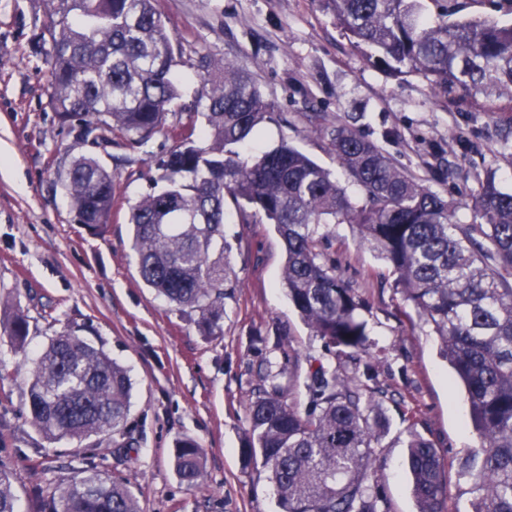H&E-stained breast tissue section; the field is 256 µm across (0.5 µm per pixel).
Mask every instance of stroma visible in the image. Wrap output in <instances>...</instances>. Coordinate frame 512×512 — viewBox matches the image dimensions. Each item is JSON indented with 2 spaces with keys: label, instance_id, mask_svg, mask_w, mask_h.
<instances>
[{
  "label": "stroma",
  "instance_id": "1",
  "mask_svg": "<svg viewBox=\"0 0 512 512\" xmlns=\"http://www.w3.org/2000/svg\"><path fill=\"white\" fill-rule=\"evenodd\" d=\"M455 2L459 17L512 20V0H428L430 14ZM166 31L182 51L184 107H191L199 55L230 58L247 69L275 118L239 149L245 160L288 141L329 169L358 195L310 122L350 124L375 141L433 191L467 203L478 176L493 172L512 191V91L435 96L419 74L394 75L374 66L344 35L321 0H154ZM45 0H0V319L13 307L29 319L24 349L0 340V465L12 474L16 512H40L41 492L95 464L123 480L141 512H276L268 474L245 465L255 336L287 333L302 361L295 395L304 398L311 360L324 344L300 319L282 286L285 249L270 224H243L226 206L224 235L238 286L224 301L220 331L204 334L196 313L170 305L147 288L130 249L127 211L155 188L154 161L173 142L98 146L59 123L48 106L49 66L32 38L46 18ZM91 154L112 172L114 210L103 233L78 224L59 174L72 158ZM321 249L337 275L364 303L374 344L372 388L385 391L388 430L377 450L378 478L389 512H416L407 442L418 434L445 458L448 512H468L472 496L460 464L479 444L464 392L441 354L431 326L405 301L386 263L361 246L348 224L319 230ZM80 330L121 364L131 379L132 449L111 436L50 442L30 425L31 363L54 333ZM186 439L204 450L206 484L181 483L173 466Z\"/></svg>",
  "mask_w": 512,
  "mask_h": 512
}]
</instances>
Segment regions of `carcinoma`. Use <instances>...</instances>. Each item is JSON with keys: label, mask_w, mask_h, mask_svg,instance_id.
Masks as SVG:
<instances>
[{"label": "carcinoma", "mask_w": 512, "mask_h": 512, "mask_svg": "<svg viewBox=\"0 0 512 512\" xmlns=\"http://www.w3.org/2000/svg\"><path fill=\"white\" fill-rule=\"evenodd\" d=\"M350 42L399 75L418 73L451 101L456 93L491 96L512 89V24L490 18L434 20L423 0H321ZM49 48V105L83 140L119 139L141 148L163 134L174 147L156 162L164 187L130 206V247L143 283L178 308L198 314L212 334L224 299L237 287L224 239L225 202L243 224L275 225L285 245L283 284L325 351L356 367L318 364L306 401L292 396L300 355L277 333L288 367L259 370L249 407L244 461L261 465L277 512H389L375 448L386 430L383 397L361 380L375 371L362 303L318 251L324 224H352L382 259L420 318L433 327L463 383L481 443L460 464L474 494L471 512H512V192L492 172L477 178L465 224L428 179L397 167L374 141L338 123L319 127L341 167L362 191L354 198L331 173L283 141L249 164L236 147L264 122L269 104L243 68L198 57L194 111L169 123L181 92L180 49L153 0H48V21L32 39ZM80 223L99 233L112 218V172L98 158L72 159L60 176ZM4 334L18 346L27 315L13 312ZM131 381L125 369L76 330L52 335L34 361L28 385L31 424L51 442H82L108 433L130 437ZM417 512H447L445 459L417 434L408 442ZM180 481H204L202 449L191 440L174 451ZM10 474L0 469V512H15ZM42 512H141L127 485L89 466L45 498Z\"/></svg>", "instance_id": "1"}]
</instances>
